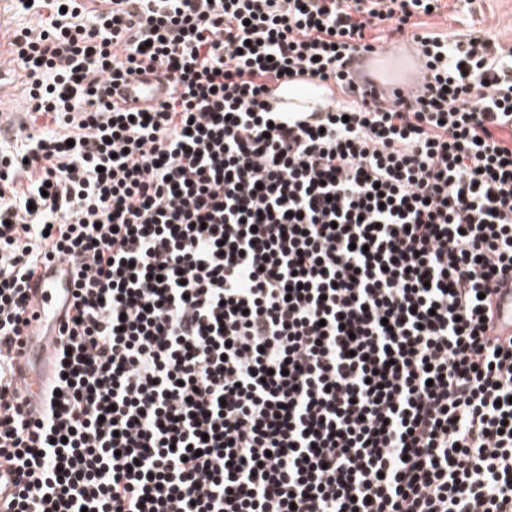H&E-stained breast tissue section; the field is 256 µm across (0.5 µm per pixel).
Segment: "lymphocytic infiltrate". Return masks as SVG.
<instances>
[{
    "mask_svg": "<svg viewBox=\"0 0 512 512\" xmlns=\"http://www.w3.org/2000/svg\"><path fill=\"white\" fill-rule=\"evenodd\" d=\"M13 3L47 15L0 21L6 512H512V46L420 32L441 0ZM383 38L425 67L390 102ZM301 75L328 102L274 111ZM165 86L152 74L139 76L138 79H130L121 85L116 92L114 99H124L128 108L143 107L149 104L151 99H158L162 96ZM47 278L54 281L50 282L47 286H45L43 281L36 293L34 308L37 311L36 317L38 320H34L32 322V330H34L36 334L39 333L44 319L50 317L54 313L57 307L58 298L63 291L62 287L64 286L60 282L56 281L55 278Z\"/></svg>",
    "mask_w": 512,
    "mask_h": 512,
    "instance_id": "1",
    "label": "lymphocytic infiltrate"
}]
</instances>
